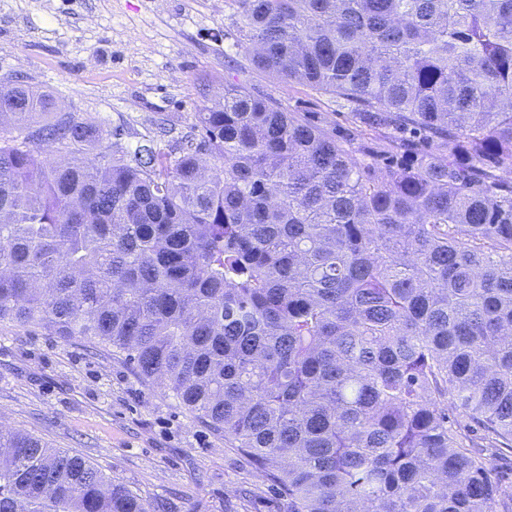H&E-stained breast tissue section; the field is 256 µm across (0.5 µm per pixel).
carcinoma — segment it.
<instances>
[{"mask_svg":"<svg viewBox=\"0 0 512 512\" xmlns=\"http://www.w3.org/2000/svg\"><path fill=\"white\" fill-rule=\"evenodd\" d=\"M237 2L252 67L437 154L358 160L240 83L125 146L0 82V326L125 357L288 512H512V0ZM0 512L151 506L0 425Z\"/></svg>","mask_w":512,"mask_h":512,"instance_id":"cac0c4a2","label":"carcinoma"}]
</instances>
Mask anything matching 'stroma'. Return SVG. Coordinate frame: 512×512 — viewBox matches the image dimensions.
<instances>
[{
    "mask_svg": "<svg viewBox=\"0 0 512 512\" xmlns=\"http://www.w3.org/2000/svg\"><path fill=\"white\" fill-rule=\"evenodd\" d=\"M237 11L236 0H0V77L120 129L126 144L189 134L229 80L334 133L353 156L368 144L387 154L335 98L252 70ZM0 423L82 455L153 512H288L239 449L130 363L77 339L0 331Z\"/></svg>",
    "mask_w": 512,
    "mask_h": 512,
    "instance_id": "1",
    "label": "stroma"
}]
</instances>
